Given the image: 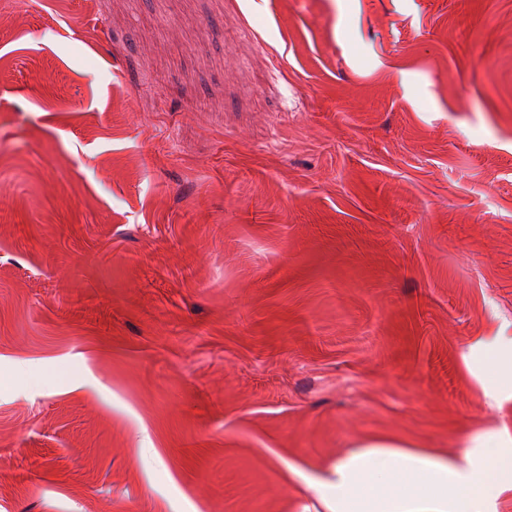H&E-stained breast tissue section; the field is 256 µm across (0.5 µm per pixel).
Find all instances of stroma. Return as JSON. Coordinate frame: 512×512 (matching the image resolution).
Here are the masks:
<instances>
[{
	"label": "stroma",
	"instance_id": "1",
	"mask_svg": "<svg viewBox=\"0 0 512 512\" xmlns=\"http://www.w3.org/2000/svg\"><path fill=\"white\" fill-rule=\"evenodd\" d=\"M0 512H327L512 426V0H0ZM464 358L479 367L476 377L488 399L495 403L512 399V337L494 336L476 342Z\"/></svg>",
	"mask_w": 512,
	"mask_h": 512
}]
</instances>
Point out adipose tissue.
I'll list each match as a JSON object with an SVG mask.
<instances>
[{
	"label": "adipose tissue",
	"mask_w": 512,
	"mask_h": 512,
	"mask_svg": "<svg viewBox=\"0 0 512 512\" xmlns=\"http://www.w3.org/2000/svg\"><path fill=\"white\" fill-rule=\"evenodd\" d=\"M465 359L488 399H512V337L470 345ZM328 512H494L512 492V428L472 435L461 457L370 442L312 482Z\"/></svg>",
	"instance_id": "1"
}]
</instances>
